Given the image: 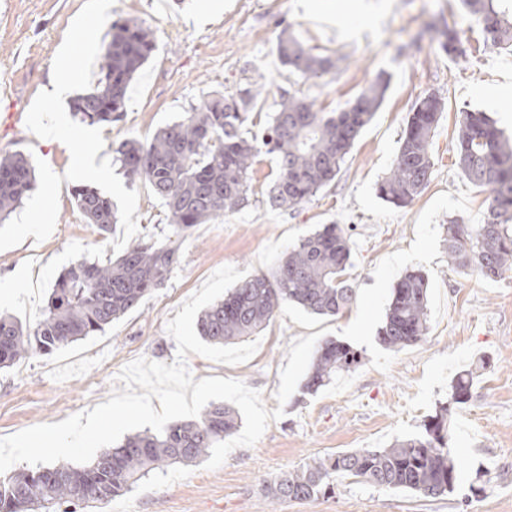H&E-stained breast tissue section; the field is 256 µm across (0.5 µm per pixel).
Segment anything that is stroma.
Instances as JSON below:
<instances>
[{
	"mask_svg": "<svg viewBox=\"0 0 512 512\" xmlns=\"http://www.w3.org/2000/svg\"><path fill=\"white\" fill-rule=\"evenodd\" d=\"M85 0H10L0 7V155L21 152L40 158L57 174L70 164L59 141L40 139L25 125L35 97L47 87L54 57ZM375 19L360 29L358 16ZM110 20L150 26L156 48L131 81L126 110L103 125L104 157L123 141L146 142L167 123L208 95L236 92L251 82L263 89L251 115L253 132L264 128L282 96L313 101L321 112L352 103L379 72L389 85L373 120L347 154L335 181L311 201L271 209L266 191L276 174L271 156L259 155L253 191L245 207L174 235L166 209L141 181L136 241L173 239L177 262L163 286L103 332L27 359L25 370H0V437L106 402L128 363L146 358L173 363L177 346L168 333L182 304L218 268L231 265L272 272L301 239L337 223L352 244L350 274L355 300L335 317L307 314L292 306L257 338L253 357L226 365L189 355L195 379L231 378L260 392L267 410L283 408L251 447L234 449L217 469L204 462L174 465L143 479L124 495L77 512H265L266 481L356 448H387L418 434L441 406L463 370L476 377L470 400L449 407V443L460 463L452 494L424 498L340 478L331 495L282 500L274 512H512V272L496 281L478 280L448 263L445 226L458 218L483 223L486 192L470 183L455 162L453 140L460 111L491 116L512 136V47L484 42L460 0H115ZM443 18L460 22L465 58L438 53L428 25ZM291 27L307 47L337 61L336 69L310 78L284 65L277 39ZM436 91L445 111L433 137L434 172L412 204L397 208L380 199L378 182L393 167L406 118L415 101ZM122 228L100 235L87 224L68 191H61L53 233L0 251V283L14 301L1 314L34 325L57 278L80 256L106 261ZM411 269L429 280V329L424 339L399 351L385 349L377 331L392 289ZM349 345L359 363L310 395L296 389L285 405L275 393L291 343L321 330Z\"/></svg>",
	"mask_w": 512,
	"mask_h": 512,
	"instance_id": "1",
	"label": "stroma"
}]
</instances>
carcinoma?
Listing matches in <instances>:
<instances>
[{
  "label": "carcinoma",
  "mask_w": 512,
  "mask_h": 512,
  "mask_svg": "<svg viewBox=\"0 0 512 512\" xmlns=\"http://www.w3.org/2000/svg\"><path fill=\"white\" fill-rule=\"evenodd\" d=\"M476 18L485 39L512 46V19L496 0H461ZM438 51L463 58L460 31L436 30ZM155 49L153 31L141 23H112L96 86L75 96L71 112L90 124L110 123L124 112L127 88ZM282 62L305 75L336 68L330 56L315 54L293 35H280ZM388 87L385 72L341 112H319L313 102L290 95L277 104L262 137H247V111L261 89L249 83L237 92L217 95L190 106L184 116L160 129L147 143L129 139L116 160L131 181L147 183L167 209L175 231L215 220L248 202L253 166L260 153L275 158L276 178L268 192L274 209H293L332 183L346 155L381 105ZM445 101L436 92L416 100L399 152L378 195L397 206L410 205L426 188L434 168V131ZM458 166L475 186L488 193L482 224L452 219L446 225L448 264L482 280L496 281L512 271V141L485 112L463 110L453 146ZM36 187L34 170L22 153L0 157V222ZM74 201L101 235L119 217L112 199L89 185L69 188ZM177 262L169 242L131 244L107 262L76 258L58 277L46 312L33 328L0 316V369L24 362L31 354H49L62 345L101 332L136 308L167 280ZM350 236L337 224H324L288 251L270 274L258 273L208 307L198 331L213 344L232 343L264 330L285 303L318 316H337L349 308L354 286L349 279ZM428 277L407 271L392 289L381 345L400 350L421 341L428 330ZM358 354L328 338L316 349L303 389L315 393L334 377L351 370ZM473 371L452 382L450 403L469 401ZM449 408L443 407L415 436L389 448H360L314 460L266 485V498L311 500L331 492L336 478L439 497L455 490L460 468L448 442ZM239 427L237 412L213 404L196 421L174 422L159 434L138 433L102 451L90 464H51L20 469L0 478V512H59L61 505L105 503L129 491L150 473L176 464L195 463Z\"/></svg>",
  "instance_id": "cac0c4a2"
}]
</instances>
